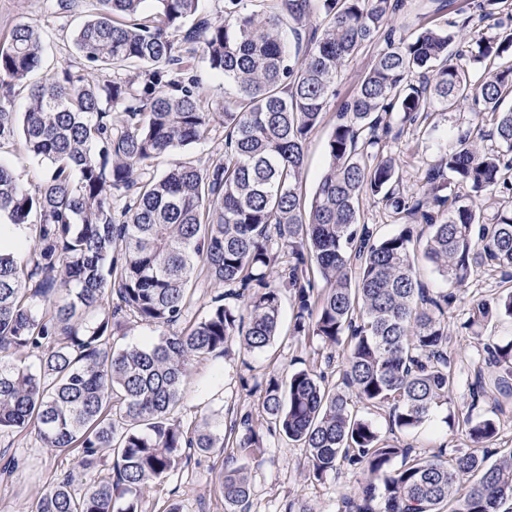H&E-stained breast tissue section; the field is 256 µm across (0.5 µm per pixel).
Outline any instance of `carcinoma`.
Segmentation results:
<instances>
[{
    "instance_id": "1",
    "label": "carcinoma",
    "mask_w": 512,
    "mask_h": 512,
    "mask_svg": "<svg viewBox=\"0 0 512 512\" xmlns=\"http://www.w3.org/2000/svg\"><path fill=\"white\" fill-rule=\"evenodd\" d=\"M323 26L309 27L314 2ZM224 0V18L198 14L199 0H96L97 12L73 34L88 79L62 67L42 81L44 40L19 24L0 41V148L15 137L45 162L27 187L0 164V216L28 230L27 258L0 251V436L35 429L41 448L95 468L106 448L112 476L79 493L65 476L49 483L36 512H141L143 491L177 471L186 451L263 447L251 413L229 420L232 441L208 422L189 430L179 413L193 362L224 355L239 338L267 348L280 329L281 293L293 294L290 335L341 349L345 368L331 386L324 372L296 369L262 389L269 430L307 448L308 477L347 464L368 482L340 512H512V451L490 459L477 449L498 434L493 418L460 417L452 407L455 360L448 311L482 271L512 280V64L470 78L467 65L512 51V15L498 36L454 49L439 26L409 35L389 25L405 0H274L246 10ZM507 0H471L461 28L494 15ZM384 42L327 142V166L312 198L302 191L305 148L322 124L342 67L374 40ZM234 87L222 112L206 107L190 59ZM137 70L127 81L118 73ZM28 106L10 109L12 87ZM469 105L472 130L429 164L422 191L407 195L383 143ZM493 117L492 148H482L483 116ZM224 126V159L175 161L160 176L151 164ZM468 193H446L448 183ZM506 200L490 216L488 193ZM422 225L378 238L359 223L366 202ZM451 289L422 283L413 241ZM232 287L246 309L211 300L201 320L174 330L199 278ZM323 282L317 288L316 280ZM132 315L158 330L114 349ZM512 322V289L470 301L462 327L476 334ZM468 384L469 409L497 392L512 401V337L486 346ZM408 433L446 410L475 446L426 456L391 443L356 404ZM475 481L464 493L457 486ZM225 512H248L243 467H224Z\"/></svg>"
}]
</instances>
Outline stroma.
Instances as JSON below:
<instances>
[{"instance_id":"35a3bbf8","label":"stroma","mask_w":512,"mask_h":512,"mask_svg":"<svg viewBox=\"0 0 512 512\" xmlns=\"http://www.w3.org/2000/svg\"><path fill=\"white\" fill-rule=\"evenodd\" d=\"M469 0H453L450 7L437 9L434 0H407V6L392 21L401 32L410 33L420 27L437 24L448 30H457L463 10ZM92 11L83 0L73 11H63L59 0H0V40L20 23L38 27L44 38L46 54L43 68L53 71L66 65H79L81 58L72 43L74 29ZM383 47L382 41L369 43L342 69L337 81L338 95L325 116L324 123L315 130L308 142L305 158L304 184L306 193H314L327 164L326 143L336 123V113L343 100L358 88L362 75ZM470 110L464 109L439 116L435 127L411 126L400 137L385 147L395 158L402 178L404 192L412 194L421 187V176L433 162L441 148L452 137L470 127ZM501 287L500 278L490 272L479 274L470 286L467 299L457 302L448 313L452 336V351L459 382L454 388L453 400L459 412L474 411L478 416L499 420L496 447L512 448V409L498 413L492 399H485L476 408H469L467 381L481 365L487 344L512 336V323L489 325L482 335H473L463 329L467 318L469 297H488ZM326 351L317 339H296L281 334L262 353H248L238 342L228 345L227 353L219 358L195 361L192 374L182 389L179 417L184 427L191 428L202 421H210L218 431H226L230 411H254L259 394L273 375L310 367L326 371L330 380H338L344 364L343 356H335L326 363ZM254 427L262 434L264 446L257 456H238L236 449L224 453L191 452L189 459L174 474L151 484L142 496L143 512H167L170 505H178L181 512H224V497L220 491V476L225 458H235L248 471L251 484L250 512H284L291 501H302L314 512H338L342 495L358 491L366 477L362 471L341 466L318 479L306 478L304 463L307 451L285 436L271 432L262 417L253 419ZM390 442L408 443L425 453L438 450L440 445L451 448L468 447L464 433L450 431L441 416H434L418 431L411 434L395 433ZM11 463V474L0 473V512H33L35 505L55 478L73 475L75 490L105 479L111 467L110 459H103L93 470H76L72 457L48 448L39 447L34 434L0 437V465Z\"/></svg>"}]
</instances>
